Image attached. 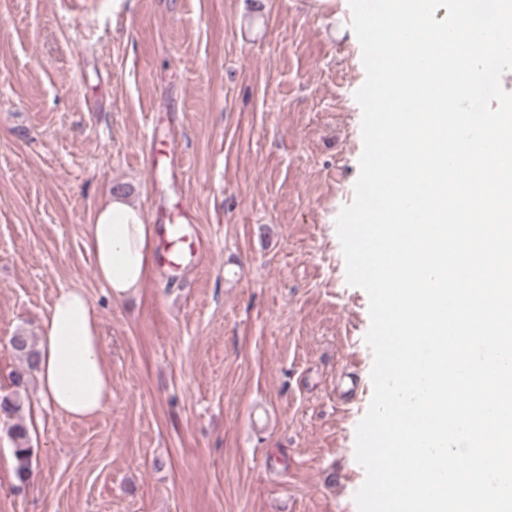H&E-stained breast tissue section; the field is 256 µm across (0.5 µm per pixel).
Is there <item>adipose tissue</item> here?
I'll return each instance as SVG.
<instances>
[{
	"instance_id": "1",
	"label": "adipose tissue",
	"mask_w": 512,
	"mask_h": 512,
	"mask_svg": "<svg viewBox=\"0 0 512 512\" xmlns=\"http://www.w3.org/2000/svg\"><path fill=\"white\" fill-rule=\"evenodd\" d=\"M156 230L138 208L113 194L92 213L84 247L111 297L136 295L152 274ZM37 378L43 406L71 420L99 416L112 396L101 323L84 288H63L41 323Z\"/></svg>"
}]
</instances>
